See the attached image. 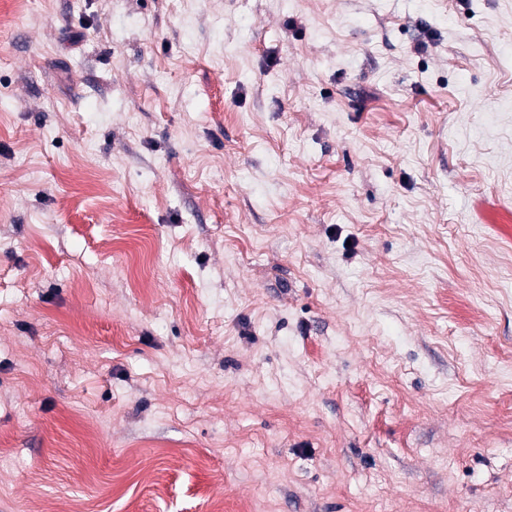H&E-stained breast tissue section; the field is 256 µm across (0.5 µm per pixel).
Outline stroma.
<instances>
[{
    "instance_id": "obj_1",
    "label": "stroma",
    "mask_w": 512,
    "mask_h": 512,
    "mask_svg": "<svg viewBox=\"0 0 512 512\" xmlns=\"http://www.w3.org/2000/svg\"><path fill=\"white\" fill-rule=\"evenodd\" d=\"M0 10V512H512V0Z\"/></svg>"
}]
</instances>
